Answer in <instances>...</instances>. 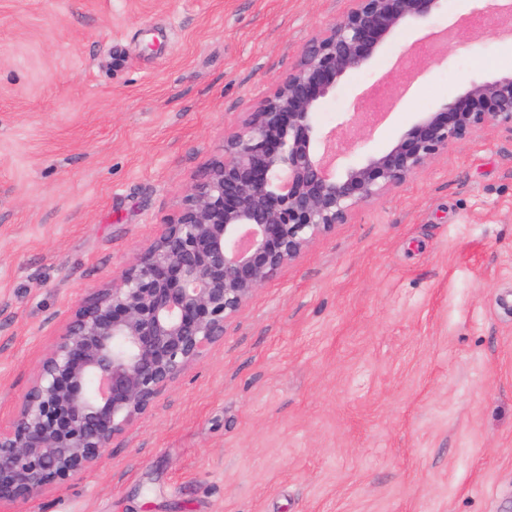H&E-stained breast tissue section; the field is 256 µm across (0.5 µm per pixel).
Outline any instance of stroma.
I'll use <instances>...</instances> for the list:
<instances>
[{
    "label": "stroma",
    "instance_id": "1",
    "mask_svg": "<svg viewBox=\"0 0 512 512\" xmlns=\"http://www.w3.org/2000/svg\"><path fill=\"white\" fill-rule=\"evenodd\" d=\"M349 0H0V424ZM479 0L319 114L375 150L512 72ZM380 101L371 123L366 105ZM25 512H512V133L486 127L260 286L71 485Z\"/></svg>",
    "mask_w": 512,
    "mask_h": 512
}]
</instances>
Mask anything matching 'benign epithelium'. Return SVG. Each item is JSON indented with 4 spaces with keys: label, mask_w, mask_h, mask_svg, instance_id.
<instances>
[{
    "label": "benign epithelium",
    "mask_w": 512,
    "mask_h": 512,
    "mask_svg": "<svg viewBox=\"0 0 512 512\" xmlns=\"http://www.w3.org/2000/svg\"><path fill=\"white\" fill-rule=\"evenodd\" d=\"M448 0H351L197 176L175 218L76 309L0 426V509L67 486L212 345L256 289L360 207L489 125L512 132V72L471 81L388 144L336 149L316 114L394 36Z\"/></svg>",
    "instance_id": "7a95c632"
}]
</instances>
